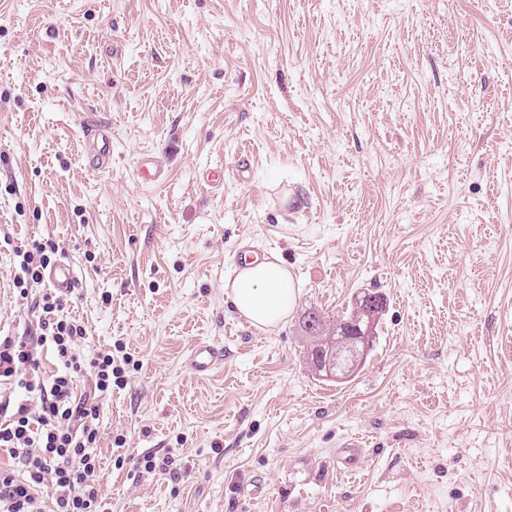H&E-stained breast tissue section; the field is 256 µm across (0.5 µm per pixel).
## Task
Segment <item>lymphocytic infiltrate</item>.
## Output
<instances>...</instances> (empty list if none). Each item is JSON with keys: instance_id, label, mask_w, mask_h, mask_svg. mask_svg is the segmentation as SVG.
Instances as JSON below:
<instances>
[{"instance_id": "1", "label": "lymphocytic infiltrate", "mask_w": 512, "mask_h": 512, "mask_svg": "<svg viewBox=\"0 0 512 512\" xmlns=\"http://www.w3.org/2000/svg\"><path fill=\"white\" fill-rule=\"evenodd\" d=\"M13 286L31 302L34 337L0 335V512H103L96 478L102 398L123 386L129 354L81 353L85 330L64 295L42 290L46 245L16 249ZM90 377L92 393L79 392Z\"/></svg>"}]
</instances>
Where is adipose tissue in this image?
Returning a JSON list of instances; mask_svg holds the SVG:
<instances>
[{
    "label": "adipose tissue",
    "instance_id": "obj_1",
    "mask_svg": "<svg viewBox=\"0 0 512 512\" xmlns=\"http://www.w3.org/2000/svg\"><path fill=\"white\" fill-rule=\"evenodd\" d=\"M234 308L251 324L273 327L283 322L295 303V288L287 267L277 260L255 258L227 281Z\"/></svg>",
    "mask_w": 512,
    "mask_h": 512
}]
</instances>
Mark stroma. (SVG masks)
<instances>
[{
  "label": "stroma",
  "instance_id": "1",
  "mask_svg": "<svg viewBox=\"0 0 512 512\" xmlns=\"http://www.w3.org/2000/svg\"><path fill=\"white\" fill-rule=\"evenodd\" d=\"M35 240L77 270L84 352L134 360L101 401L106 512H512V0H0V330ZM244 244L296 289L269 330L224 292ZM366 288L374 352L316 380L303 315ZM85 155L95 169H104L112 161V132L106 126H91L84 131ZM223 363L224 348L206 342L196 344L187 358L189 368L200 376L212 373Z\"/></svg>",
  "mask_w": 512,
  "mask_h": 512
}]
</instances>
